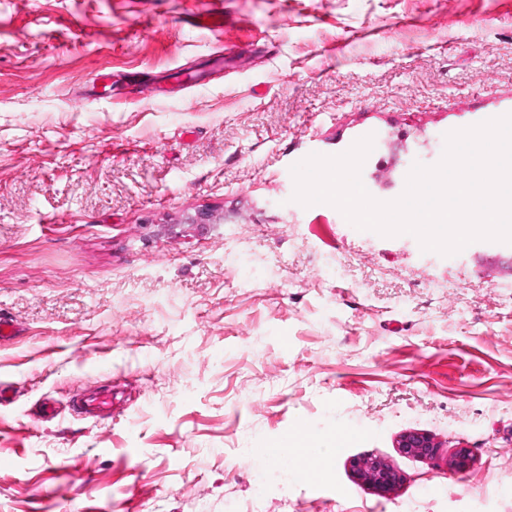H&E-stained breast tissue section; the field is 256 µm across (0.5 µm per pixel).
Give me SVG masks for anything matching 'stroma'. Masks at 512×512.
I'll return each mask as SVG.
<instances>
[{"instance_id": "1", "label": "stroma", "mask_w": 512, "mask_h": 512, "mask_svg": "<svg viewBox=\"0 0 512 512\" xmlns=\"http://www.w3.org/2000/svg\"><path fill=\"white\" fill-rule=\"evenodd\" d=\"M175 71L202 81L141 93ZM510 113L512 0H0V512H512V245L425 252L291 174L370 135L389 202ZM301 427L357 435L255 496L243 449ZM403 451L409 452L421 457L434 456L440 445L434 443L433 437L419 430L405 433L401 437L399 445ZM353 466L361 480L381 491L390 490L399 480L398 474L381 460L357 458Z\"/></svg>"}]
</instances>
